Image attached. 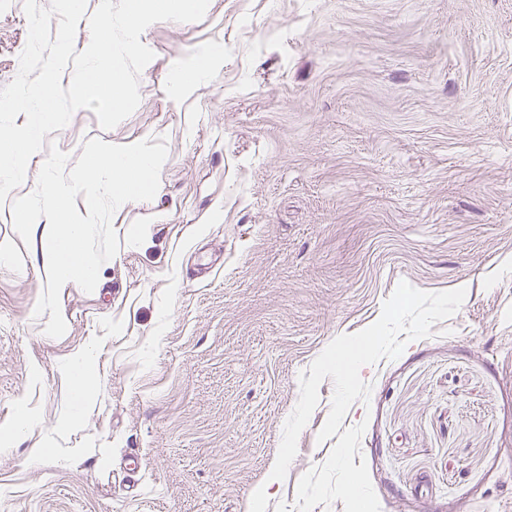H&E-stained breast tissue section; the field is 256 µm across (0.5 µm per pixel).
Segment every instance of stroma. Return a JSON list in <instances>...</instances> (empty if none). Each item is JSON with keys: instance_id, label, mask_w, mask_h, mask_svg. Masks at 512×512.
<instances>
[{"instance_id": "35a3bbf8", "label": "stroma", "mask_w": 512, "mask_h": 512, "mask_svg": "<svg viewBox=\"0 0 512 512\" xmlns=\"http://www.w3.org/2000/svg\"><path fill=\"white\" fill-rule=\"evenodd\" d=\"M28 37L0 0V87ZM140 104L165 139L152 200L120 206L93 292L35 316L42 227L0 204V512H512V0H210L157 22ZM224 47L186 94L173 64ZM136 243H129L131 234ZM363 336L354 389L323 366ZM102 385L82 403L73 363Z\"/></svg>"}]
</instances>
